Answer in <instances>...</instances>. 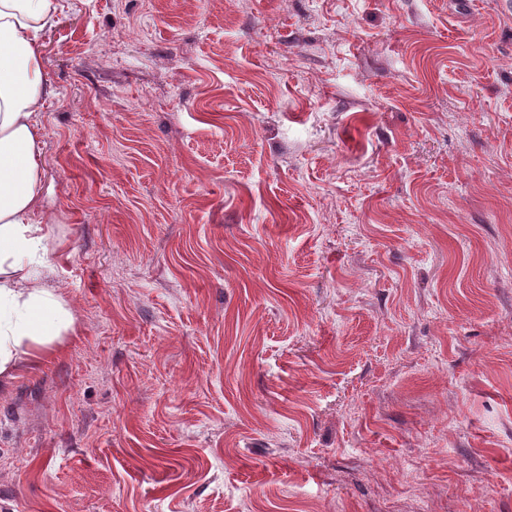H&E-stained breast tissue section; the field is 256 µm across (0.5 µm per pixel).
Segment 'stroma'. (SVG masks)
Returning a JSON list of instances; mask_svg holds the SVG:
<instances>
[{
	"label": "stroma",
	"instance_id": "35a3bbf8",
	"mask_svg": "<svg viewBox=\"0 0 512 512\" xmlns=\"http://www.w3.org/2000/svg\"><path fill=\"white\" fill-rule=\"evenodd\" d=\"M0 512H512V0H59Z\"/></svg>",
	"mask_w": 512,
	"mask_h": 512
}]
</instances>
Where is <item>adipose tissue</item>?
Listing matches in <instances>:
<instances>
[{
    "label": "adipose tissue",
    "mask_w": 512,
    "mask_h": 512,
    "mask_svg": "<svg viewBox=\"0 0 512 512\" xmlns=\"http://www.w3.org/2000/svg\"><path fill=\"white\" fill-rule=\"evenodd\" d=\"M57 0H0V384L25 363L54 355L74 317L32 268L49 227L33 221L42 187L39 115L54 91L39 36Z\"/></svg>",
    "instance_id": "obj_1"
}]
</instances>
